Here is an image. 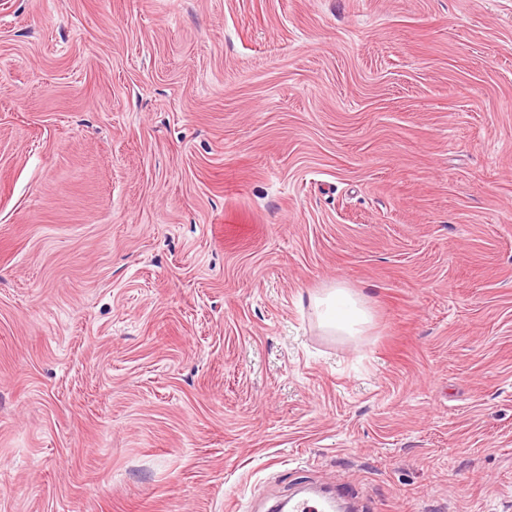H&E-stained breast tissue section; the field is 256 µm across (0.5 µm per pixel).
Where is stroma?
I'll use <instances>...</instances> for the list:
<instances>
[{
	"mask_svg": "<svg viewBox=\"0 0 512 512\" xmlns=\"http://www.w3.org/2000/svg\"><path fill=\"white\" fill-rule=\"evenodd\" d=\"M303 482L512 512V0H0V512ZM313 304L320 325L338 336H359L369 321L368 311L348 288H329Z\"/></svg>",
	"mask_w": 512,
	"mask_h": 512,
	"instance_id": "35a3bbf8",
	"label": "stroma"
}]
</instances>
